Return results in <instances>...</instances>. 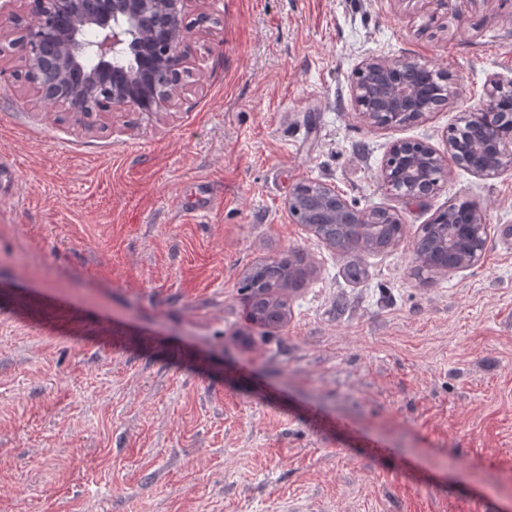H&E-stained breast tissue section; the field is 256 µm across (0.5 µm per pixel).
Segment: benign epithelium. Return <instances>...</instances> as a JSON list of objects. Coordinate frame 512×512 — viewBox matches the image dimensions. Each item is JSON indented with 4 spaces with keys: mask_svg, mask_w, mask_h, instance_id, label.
I'll use <instances>...</instances> for the list:
<instances>
[{
    "mask_svg": "<svg viewBox=\"0 0 512 512\" xmlns=\"http://www.w3.org/2000/svg\"><path fill=\"white\" fill-rule=\"evenodd\" d=\"M190 0H0V41L9 46L33 73L47 71L54 81L29 83L35 100L45 107H67L85 126L116 108L160 112L180 96L188 73L187 44L191 33L184 23ZM423 65L408 57L383 61L368 59L361 70L373 79L354 83L355 100L367 105L361 113L371 127L406 126L445 106L453 96L449 78L440 74L443 94L437 96L414 73ZM512 97V82L492 80L479 108L465 111L458 125L480 124L484 138L478 151L470 142L448 135V157L428 145L397 140L389 155L407 157L394 172L381 170L387 191L401 197L423 198L437 190L431 173L447 166V160L478 175H492L512 162V141L499 131L501 100ZM314 209L302 202L296 186L288 209L309 230L317 224H382L395 221L389 209L356 211L331 188L320 186ZM467 223L473 227L475 245L457 265H419L427 271H448L480 263L487 243L488 225L482 211L473 206Z\"/></svg>",
    "mask_w": 512,
    "mask_h": 512,
    "instance_id": "obj_1",
    "label": "benign epithelium"
}]
</instances>
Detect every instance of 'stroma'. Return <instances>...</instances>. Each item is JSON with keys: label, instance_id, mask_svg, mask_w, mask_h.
<instances>
[{"label": "stroma", "instance_id": "35a3bbf8", "mask_svg": "<svg viewBox=\"0 0 512 512\" xmlns=\"http://www.w3.org/2000/svg\"><path fill=\"white\" fill-rule=\"evenodd\" d=\"M185 21L181 98L90 130L0 55V512H512V164L418 200L379 180L394 141L447 154L512 81V0H190ZM371 57L449 72L455 102L369 127ZM308 182L397 214L361 280L289 212ZM459 198L481 263L416 277L415 237ZM293 251L287 322L255 325L246 271ZM466 224H470L473 227V236L475 240V245L473 250L470 252V254L465 258V260L457 265L453 266H428V265H422L419 264L418 266L420 270H427V271H449V270H459V269H466L473 267L480 263L482 259V255L484 252V249L486 247L487 243V232H488V225L485 224L482 211L477 205H474L468 219L466 221Z\"/></svg>", "mask_w": 512, "mask_h": 512}]
</instances>
